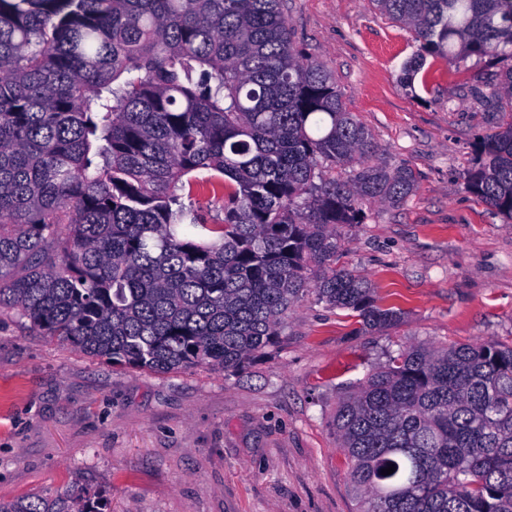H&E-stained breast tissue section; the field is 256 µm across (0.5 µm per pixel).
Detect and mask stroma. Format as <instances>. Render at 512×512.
Here are the masks:
<instances>
[{"label": "stroma", "mask_w": 512, "mask_h": 512, "mask_svg": "<svg viewBox=\"0 0 512 512\" xmlns=\"http://www.w3.org/2000/svg\"><path fill=\"white\" fill-rule=\"evenodd\" d=\"M294 42L332 70L379 161L413 168L398 207L338 227V260L365 277L393 326L307 296L279 343L238 371L115 366L0 312V502L106 495L111 512H359L334 425L339 397L388 352L512 341V223L465 188L476 147L508 107L474 87L492 65L428 58L371 0H288Z\"/></svg>", "instance_id": "35a3bbf8"}]
</instances>
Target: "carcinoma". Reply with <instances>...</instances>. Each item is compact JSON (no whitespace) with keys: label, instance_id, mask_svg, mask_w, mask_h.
<instances>
[{"label":"carcinoma","instance_id":"obj_1","mask_svg":"<svg viewBox=\"0 0 512 512\" xmlns=\"http://www.w3.org/2000/svg\"><path fill=\"white\" fill-rule=\"evenodd\" d=\"M427 57L488 58L512 103V0H372ZM336 78L291 39L285 0H0V309L90 357L238 370L308 294L396 324L336 268V225L416 190ZM468 192L512 222V114ZM362 164L346 181L322 169ZM224 187V221L183 201ZM361 512H512V345L409 347L336 408ZM390 475L381 471L390 465ZM100 494L0 512H104Z\"/></svg>","mask_w":512,"mask_h":512}]
</instances>
